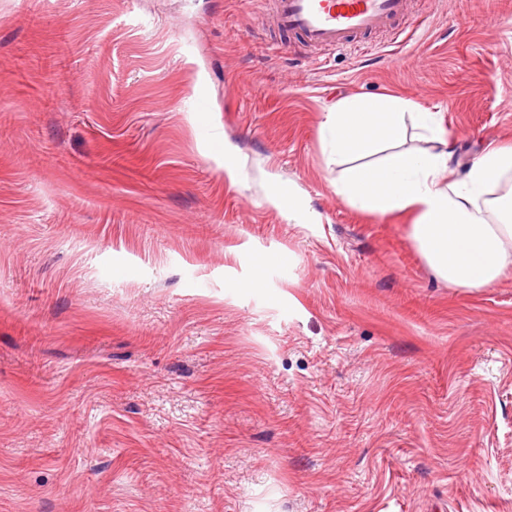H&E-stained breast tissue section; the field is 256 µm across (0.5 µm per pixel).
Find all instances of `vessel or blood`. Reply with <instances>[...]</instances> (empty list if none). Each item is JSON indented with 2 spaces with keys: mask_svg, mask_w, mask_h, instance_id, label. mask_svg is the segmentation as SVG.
Here are the masks:
<instances>
[{
  "mask_svg": "<svg viewBox=\"0 0 512 512\" xmlns=\"http://www.w3.org/2000/svg\"><path fill=\"white\" fill-rule=\"evenodd\" d=\"M407 12L408 0H272L271 25L313 47L343 48L394 30Z\"/></svg>",
  "mask_w": 512,
  "mask_h": 512,
  "instance_id": "obj_1",
  "label": "vessel or blood"
}]
</instances>
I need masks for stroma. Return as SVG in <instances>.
<instances>
[{
  "label": "stroma",
  "instance_id": "obj_1",
  "mask_svg": "<svg viewBox=\"0 0 512 512\" xmlns=\"http://www.w3.org/2000/svg\"><path fill=\"white\" fill-rule=\"evenodd\" d=\"M267 7L0 0V512H512V271L448 287L321 140L398 94L512 141V0L368 53Z\"/></svg>",
  "mask_w": 512,
  "mask_h": 512
}]
</instances>
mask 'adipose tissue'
<instances>
[{
	"label": "adipose tissue",
	"instance_id": "ef3b65f1",
	"mask_svg": "<svg viewBox=\"0 0 512 512\" xmlns=\"http://www.w3.org/2000/svg\"><path fill=\"white\" fill-rule=\"evenodd\" d=\"M434 151L403 149L409 126ZM337 196L379 215L406 214L409 234L435 276L452 288H486L512 268V145L485 151L464 171L439 113L399 96L339 101L322 124Z\"/></svg>",
	"mask_w": 512,
	"mask_h": 512
}]
</instances>
